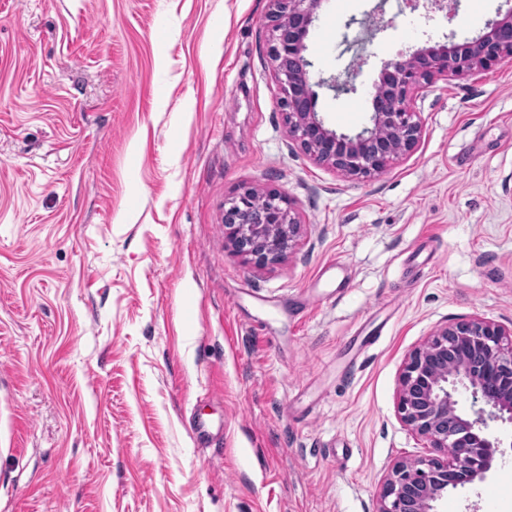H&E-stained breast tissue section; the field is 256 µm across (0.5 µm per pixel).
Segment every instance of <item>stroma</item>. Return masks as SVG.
<instances>
[{"label":"stroma","instance_id":"35a3bbf8","mask_svg":"<svg viewBox=\"0 0 512 512\" xmlns=\"http://www.w3.org/2000/svg\"><path fill=\"white\" fill-rule=\"evenodd\" d=\"M506 0H325L307 40L354 133L384 61ZM268 0H0V512H376L409 353L512 324V62L413 96L415 150L368 178L288 136ZM278 190L277 264L224 207ZM341 259L335 270L330 260ZM440 512H512V448ZM226 204L225 242L246 261L276 263L299 237L302 223L281 193L241 187Z\"/></svg>","mask_w":512,"mask_h":512}]
</instances>
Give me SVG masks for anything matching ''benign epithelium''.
Masks as SVG:
<instances>
[{"label": "benign epithelium", "mask_w": 512, "mask_h": 512, "mask_svg": "<svg viewBox=\"0 0 512 512\" xmlns=\"http://www.w3.org/2000/svg\"><path fill=\"white\" fill-rule=\"evenodd\" d=\"M270 57L281 94L284 123L301 150L336 172L365 178L411 153L422 133L412 95L438 78L473 74L512 60V9L482 34L462 42L418 48L384 62L372 85L371 126L356 134L326 127L317 88L352 92L343 83L312 81L306 40L324 0H269ZM302 223L282 194L241 187L224 212V238L232 252L258 264L276 263L297 240ZM470 391L481 407L468 416L455 393ZM397 412L427 444L428 454L395 461L382 480L377 512H438L450 490L482 480L502 440L489 422L512 425V327L471 316L438 329L414 349L399 377Z\"/></svg>", "instance_id": "1"}]
</instances>
